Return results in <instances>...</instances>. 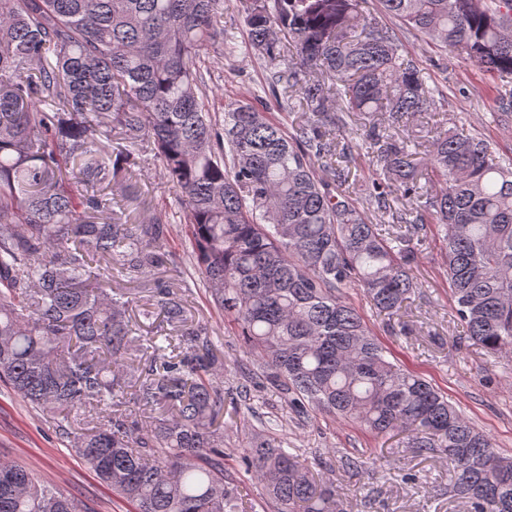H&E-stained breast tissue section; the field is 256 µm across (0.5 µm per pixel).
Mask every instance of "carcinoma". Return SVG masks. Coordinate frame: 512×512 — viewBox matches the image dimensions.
<instances>
[{
	"instance_id": "1",
	"label": "carcinoma",
	"mask_w": 512,
	"mask_h": 512,
	"mask_svg": "<svg viewBox=\"0 0 512 512\" xmlns=\"http://www.w3.org/2000/svg\"><path fill=\"white\" fill-rule=\"evenodd\" d=\"M261 92L210 110V52L231 43L223 0H0V382L50 413L133 512H239L240 462L265 512H345L323 478L259 414L251 389L276 387L299 417L317 409L375 438L448 459L467 512H512V456L425 378L386 355L347 297L362 289L392 318L414 288L419 232L445 250L464 338L512 355V161L464 128L419 142L400 128L436 109L421 57L385 19L512 79V0H240ZM302 112L293 131L267 111ZM382 171L357 199L342 189L352 114ZM153 152L181 193L190 261L234 321L256 372L236 386L247 416L224 442V388L208 334L186 300L151 289L178 332L169 355L137 358L129 300L96 264L146 275L165 263L167 215L130 224L106 189ZM392 215L370 222L365 206ZM139 421L128 420L127 399ZM255 419L260 427L251 424ZM27 466L0 460V512H76Z\"/></svg>"
}]
</instances>
